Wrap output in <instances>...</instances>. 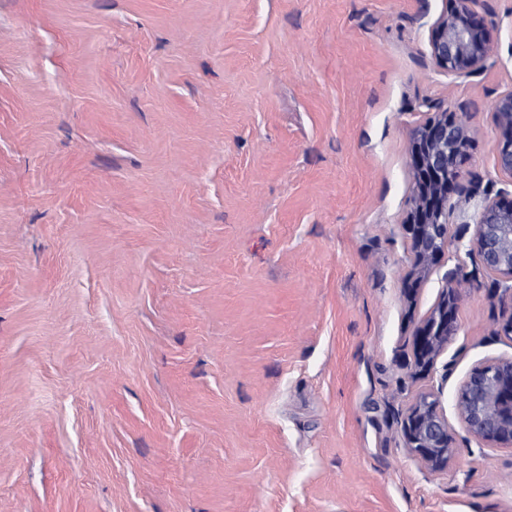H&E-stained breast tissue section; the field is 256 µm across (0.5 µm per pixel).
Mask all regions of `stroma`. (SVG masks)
I'll list each match as a JSON object with an SVG mask.
<instances>
[{
    "label": "stroma",
    "instance_id": "obj_1",
    "mask_svg": "<svg viewBox=\"0 0 512 512\" xmlns=\"http://www.w3.org/2000/svg\"><path fill=\"white\" fill-rule=\"evenodd\" d=\"M449 6L0 0V512H512V449L456 410L512 359V281L473 247L512 194V0H475L496 49L472 74L431 54ZM449 106L469 157L410 298L411 143ZM424 393L442 468L401 433ZM498 127L493 142L497 163L502 171L512 173V93L495 99L491 105ZM455 281L450 279L443 298L414 333L413 358L418 373H427L433 368L448 340L456 334L460 288L456 287ZM438 406L433 394L424 393L402 422L406 447L432 467L448 465L459 455L448 420Z\"/></svg>",
    "mask_w": 512,
    "mask_h": 512
}]
</instances>
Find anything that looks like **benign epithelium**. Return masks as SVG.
<instances>
[{"label": "benign epithelium", "instance_id": "benign-epithelium-1", "mask_svg": "<svg viewBox=\"0 0 512 512\" xmlns=\"http://www.w3.org/2000/svg\"><path fill=\"white\" fill-rule=\"evenodd\" d=\"M494 18L476 13L471 0H454L435 26L431 52L450 72H475L493 54ZM498 127L493 142L501 170L512 173V93L491 105ZM471 130L464 113L445 109L415 134L411 163L416 180L409 225L416 267L425 271L444 254L448 241V199L462 177ZM475 248L484 269L512 279V196H500L478 215ZM459 288L448 282L443 298L413 336L414 367L429 372L448 340L456 334ZM458 413L473 436L497 448H512V360L474 368L456 401ZM402 431L406 447L427 464L441 467L458 457L448 420L431 393L407 411Z\"/></svg>", "mask_w": 512, "mask_h": 512}]
</instances>
